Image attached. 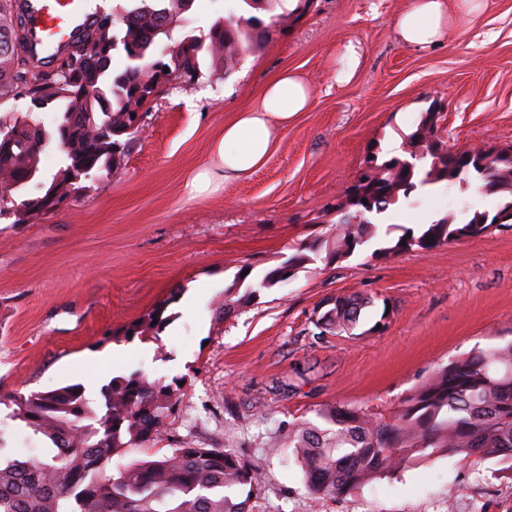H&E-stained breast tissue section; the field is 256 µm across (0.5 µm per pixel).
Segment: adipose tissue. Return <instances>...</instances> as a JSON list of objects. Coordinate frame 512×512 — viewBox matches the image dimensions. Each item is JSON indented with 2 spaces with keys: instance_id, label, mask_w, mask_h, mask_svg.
<instances>
[{
  "instance_id": "obj_1",
  "label": "adipose tissue",
  "mask_w": 512,
  "mask_h": 512,
  "mask_svg": "<svg viewBox=\"0 0 512 512\" xmlns=\"http://www.w3.org/2000/svg\"><path fill=\"white\" fill-rule=\"evenodd\" d=\"M483 7L484 0H414L397 16L395 28L405 45L425 49L443 42L453 15H471ZM310 103V87L297 73H282L269 84L259 106L226 123L214 145L225 179H239L258 169L272 149L273 123L287 124Z\"/></svg>"
}]
</instances>
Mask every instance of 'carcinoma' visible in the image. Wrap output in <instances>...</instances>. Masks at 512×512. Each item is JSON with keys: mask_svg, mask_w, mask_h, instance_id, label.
<instances>
[{"mask_svg": "<svg viewBox=\"0 0 512 512\" xmlns=\"http://www.w3.org/2000/svg\"><path fill=\"white\" fill-rule=\"evenodd\" d=\"M194 0H137L130 9L115 7L112 48L84 63L87 82H71L66 64L57 63V51H46L44 70L34 81L20 73L11 38L28 26L22 0H0V96L30 99L23 112L0 114V193L23 198L26 211L14 223L27 224L54 211L52 196L68 201L80 196L82 178L110 174L124 162L138 132L129 130L131 112H147L151 100L138 86L158 81V62L172 72L199 79L202 67L211 77L227 74L242 54L258 46L278 23L266 24L229 10L204 37H172L185 20ZM126 58L123 69H112L113 54ZM54 113L47 124L39 111ZM434 112L426 110L406 136V158L379 160L373 151L368 172L359 188L370 200L347 197L344 215L365 211V222L339 220L331 238L315 241L279 265L258 282L270 288L286 281L283 272L296 271L324 258L332 263L379 238V225L370 217L386 212L399 198L417 188L463 180L477 169L450 165L448 147ZM54 144L62 165L46 176L41 155ZM487 175L495 179L506 200L494 216L476 210L464 223L445 215L423 225L419 234L403 228L401 235L375 250L395 255L417 249H436L489 231L495 218L512 224V164L488 160ZM432 240H426V236ZM181 289L174 288L141 318L107 334L121 341L158 337L169 325L168 307ZM374 298L356 293L330 299L321 331L356 336L363 311ZM180 386L149 380L133 372L115 376L100 390L97 402L85 396L80 384L49 392L15 391L0 394V404L11 408L12 418L34 434L47 438L53 448L45 458L0 460V512H246V503L258 488V470L220 448H206L184 440L171 453L122 462L130 448L159 440L166 421L180 404ZM322 424H294L284 431V446L305 469L306 483L318 498L348 495L383 476L405 471L432 455L464 456L475 461L497 458L512 471V343L477 350L437 369L412 390L391 420L361 409L340 405L317 412ZM116 461V474L105 479L102 468Z\"/></svg>", "mask_w": 512, "mask_h": 512, "instance_id": "carcinoma-1", "label": "carcinoma"}]
</instances>
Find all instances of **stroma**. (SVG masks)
<instances>
[{
  "label": "stroma",
  "mask_w": 512,
  "mask_h": 512,
  "mask_svg": "<svg viewBox=\"0 0 512 512\" xmlns=\"http://www.w3.org/2000/svg\"><path fill=\"white\" fill-rule=\"evenodd\" d=\"M412 0H315L299 20L244 53L223 79L163 88L124 164L89 178L83 193L33 224L0 219V391L79 384L88 398L135 371L182 386L164 436L129 457H159L189 438L259 469L247 512H512V473L494 459L429 461L319 499L280 440L284 427L317 422L327 405L390 418L439 367L512 341V227L433 249L316 261L259 290L224 319L216 311L240 269L251 280L297 247L328 238L334 207L371 150L404 139L432 101L445 105L449 149H512V0H487L443 43L414 49L394 20ZM360 47L354 78L346 43ZM299 72L311 106L274 126V147L247 177L224 180L213 149L237 112L259 103L280 72ZM210 170L199 195L191 178ZM439 183L400 200L382 225L416 227L446 214L496 212L498 196ZM182 289L159 338L106 340ZM375 297L359 338L320 334L316 309L339 294ZM389 320H382V312ZM6 453L47 454L49 442L0 406Z\"/></svg>",
  "instance_id": "stroma-1"
}]
</instances>
